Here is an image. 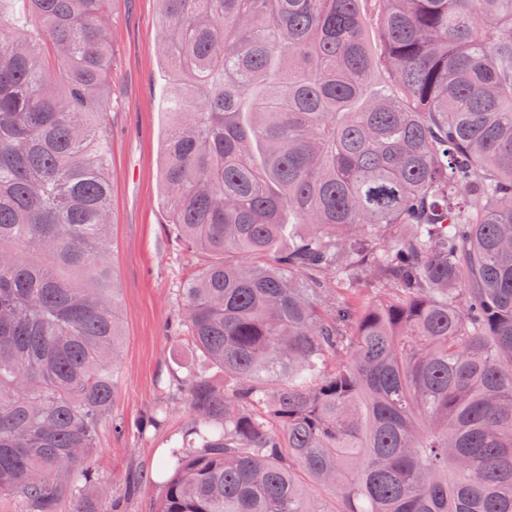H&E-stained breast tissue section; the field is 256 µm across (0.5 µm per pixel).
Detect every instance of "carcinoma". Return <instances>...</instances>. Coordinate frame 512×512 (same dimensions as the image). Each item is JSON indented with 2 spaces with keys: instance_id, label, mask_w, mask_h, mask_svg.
Segmentation results:
<instances>
[{
  "instance_id": "carcinoma-1",
  "label": "carcinoma",
  "mask_w": 512,
  "mask_h": 512,
  "mask_svg": "<svg viewBox=\"0 0 512 512\" xmlns=\"http://www.w3.org/2000/svg\"><path fill=\"white\" fill-rule=\"evenodd\" d=\"M20 2L0 8L22 29L0 41V498L114 512L93 460L122 344L92 112L109 0ZM160 2L168 231L213 257L177 326L224 384L177 380L192 439L153 512H320L300 473L336 512H512V0Z\"/></svg>"
}]
</instances>
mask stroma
Returning a JSON list of instances; mask_svg holds the SVG:
<instances>
[{
	"label": "stroma",
	"mask_w": 512,
	"mask_h": 512,
	"mask_svg": "<svg viewBox=\"0 0 512 512\" xmlns=\"http://www.w3.org/2000/svg\"><path fill=\"white\" fill-rule=\"evenodd\" d=\"M107 20L112 70L100 96L111 128L109 262L125 334L112 416L131 424L163 400L170 410L159 428L139 438L118 437L111 424H103L94 460L102 482L117 497H124L126 474L142 472L146 481L139 494L124 498L122 512H152L162 494L155 471L191 420L186 402L174 396L172 376L192 371L220 385L224 374L198 358L170 329L181 314L179 288L210 258L182 251L166 233L169 211L161 171L171 117L160 47L161 5L159 0H110Z\"/></svg>",
	"instance_id": "obj_1"
}]
</instances>
